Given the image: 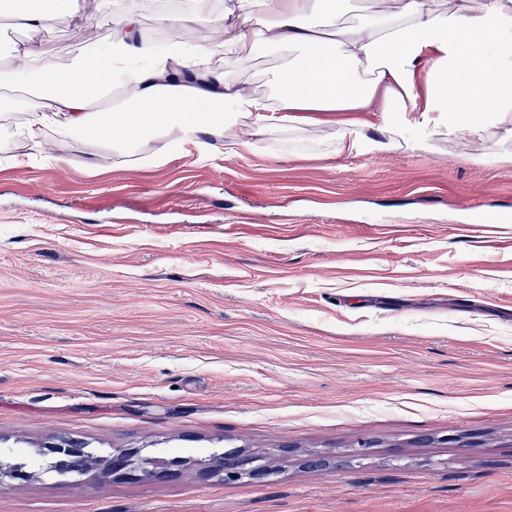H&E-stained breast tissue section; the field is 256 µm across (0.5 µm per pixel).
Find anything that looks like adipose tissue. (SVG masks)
I'll return each instance as SVG.
<instances>
[{
	"instance_id": "ef3b65f1",
	"label": "adipose tissue",
	"mask_w": 512,
	"mask_h": 512,
	"mask_svg": "<svg viewBox=\"0 0 512 512\" xmlns=\"http://www.w3.org/2000/svg\"><path fill=\"white\" fill-rule=\"evenodd\" d=\"M6 2L14 24L34 33L50 31L62 9L80 7L79 0ZM348 7V0H236L242 29L232 36L219 22L218 0H190L185 12L157 13L156 26L181 31L206 21L208 35L194 51L177 45L162 53L139 14L127 12L114 21L108 54L88 46L60 90L36 44L13 47L0 84L35 76L52 90L21 126L0 118V133L52 155L93 141L89 169L106 153L157 166L162 156L146 143L173 150L207 136L232 152L297 124L302 113L345 112L348 120L330 135L339 156L395 151L412 130L417 147L462 130L512 163V0H371L354 24L340 20ZM261 48L290 55L273 72L268 96L237 77ZM115 81L126 91L121 107L94 114L90 88ZM363 112L379 113V124L360 120Z\"/></svg>"
}]
</instances>
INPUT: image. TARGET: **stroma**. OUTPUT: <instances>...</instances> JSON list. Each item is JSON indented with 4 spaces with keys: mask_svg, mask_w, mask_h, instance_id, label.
<instances>
[{
    "mask_svg": "<svg viewBox=\"0 0 512 512\" xmlns=\"http://www.w3.org/2000/svg\"><path fill=\"white\" fill-rule=\"evenodd\" d=\"M111 32L80 0L40 41L62 79ZM345 118L156 167L0 152V459L32 473L0 512H512V164L313 147ZM61 437L183 466L61 477ZM259 461L258 457L243 455L232 461H222L213 466L210 471L221 473L224 480L239 479L243 475L251 478H258L266 474L265 468L261 465H254Z\"/></svg>",
    "mask_w": 512,
    "mask_h": 512,
    "instance_id": "35a3bbf8",
    "label": "stroma"
}]
</instances>
